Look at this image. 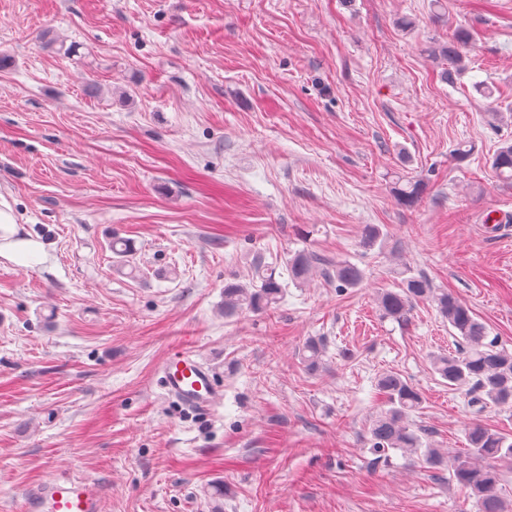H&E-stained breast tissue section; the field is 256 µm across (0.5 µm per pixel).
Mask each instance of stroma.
Returning a JSON list of instances; mask_svg holds the SVG:
<instances>
[{"instance_id":"obj_1","label":"stroma","mask_w":512,"mask_h":512,"mask_svg":"<svg viewBox=\"0 0 512 512\" xmlns=\"http://www.w3.org/2000/svg\"><path fill=\"white\" fill-rule=\"evenodd\" d=\"M459 31L450 85L431 50ZM507 142L512 0H0V241L39 245L0 255V512L68 474L103 512H212L216 487L224 512H475L448 470L372 447L377 379L409 378V424L453 453L476 421L512 436V408L474 412L433 374L458 346L434 304L399 324L377 295L411 266L512 350V233L482 221L512 212L490 164ZM367 224L387 251L362 248ZM299 249L362 286L316 275L225 317L255 255L286 283ZM181 348L215 373L211 411L159 384Z\"/></svg>"}]
</instances>
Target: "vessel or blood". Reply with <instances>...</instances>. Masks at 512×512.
<instances>
[{"label": "vessel or blood", "instance_id": "vessel-or-blood-1", "mask_svg": "<svg viewBox=\"0 0 512 512\" xmlns=\"http://www.w3.org/2000/svg\"><path fill=\"white\" fill-rule=\"evenodd\" d=\"M167 396L193 410L213 408L221 398L210 368L187 350L168 355L158 367ZM103 488L95 480L68 475L30 485L24 512H102Z\"/></svg>", "mask_w": 512, "mask_h": 512}]
</instances>
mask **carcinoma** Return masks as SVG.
<instances>
[{
    "mask_svg": "<svg viewBox=\"0 0 512 512\" xmlns=\"http://www.w3.org/2000/svg\"><path fill=\"white\" fill-rule=\"evenodd\" d=\"M462 40L458 39L438 47L437 55L447 66L441 72L442 81L452 85L465 70ZM496 174L512 179V144L501 147L492 158ZM422 192L421 184L408 180L399 186V200L414 204ZM361 246L367 250L386 247L380 227L365 225ZM288 283L282 284L274 275L259 273L249 285L229 283L224 286V316L232 317L243 311L262 312L277 306L283 299L288 284L301 287L314 272L335 285L340 291L357 288L363 281V271L348 260H325L317 253L300 250L286 259ZM400 281L395 289L379 293L377 301L384 317L398 323L409 320L413 304L431 301L441 316L448 320L459 339L458 353L433 358V371L448 382L452 389H466L473 406L494 405L512 407V351L489 337L486 326L478 321L468 306L453 294L434 288L430 280L415 275L405 265L398 271ZM324 343L311 339L305 347V362L309 369L319 367ZM385 394L386 409L375 416L369 434L372 447L379 451L401 449L421 452L424 464L432 469L448 467L452 479L469 490L476 499L478 512H512L500 494L501 471L495 466L512 462V438L480 423L467 433V452L447 455L433 447L424 430L412 431L406 423L408 415L421 408L422 396L418 389L402 374L387 370L377 380Z\"/></svg>",
    "mask_w": 512,
    "mask_h": 512,
    "instance_id": "cac0c4a2",
    "label": "carcinoma"
}]
</instances>
